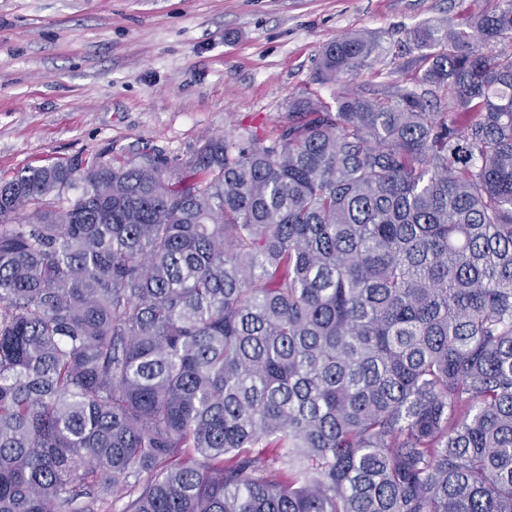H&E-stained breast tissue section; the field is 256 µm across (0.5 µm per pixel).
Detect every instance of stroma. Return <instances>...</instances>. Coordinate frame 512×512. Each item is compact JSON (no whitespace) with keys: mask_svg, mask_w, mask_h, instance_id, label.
<instances>
[{"mask_svg":"<svg viewBox=\"0 0 512 512\" xmlns=\"http://www.w3.org/2000/svg\"><path fill=\"white\" fill-rule=\"evenodd\" d=\"M496 0H0V177L100 156L188 158L208 135L284 120L316 89L374 92L417 70L415 26ZM384 50L314 87L323 48L353 33Z\"/></svg>","mask_w":512,"mask_h":512,"instance_id":"1","label":"stroma"}]
</instances>
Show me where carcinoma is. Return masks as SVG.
Returning <instances> with one entry per match:
<instances>
[{"label": "carcinoma", "mask_w": 512, "mask_h": 512, "mask_svg": "<svg viewBox=\"0 0 512 512\" xmlns=\"http://www.w3.org/2000/svg\"><path fill=\"white\" fill-rule=\"evenodd\" d=\"M407 38L378 96L0 178V512H512V0Z\"/></svg>", "instance_id": "obj_1"}]
</instances>
